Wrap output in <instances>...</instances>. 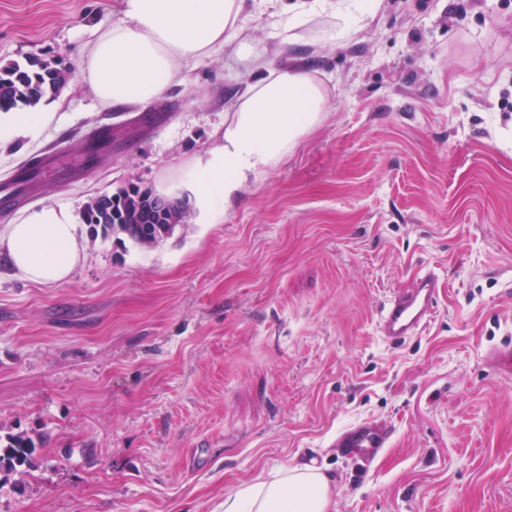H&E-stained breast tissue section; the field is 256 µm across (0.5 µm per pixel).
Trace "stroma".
I'll return each instance as SVG.
<instances>
[{"label": "stroma", "instance_id": "stroma-1", "mask_svg": "<svg viewBox=\"0 0 512 512\" xmlns=\"http://www.w3.org/2000/svg\"><path fill=\"white\" fill-rule=\"evenodd\" d=\"M118 0H0V67L37 55L73 79L37 140L0 150L24 206L81 211L138 185L188 198L254 76L240 44L328 91L321 122L229 200L144 247L80 224L83 259L38 286L0 257V436L31 437L0 512H224L305 458L334 512H512V0H374L355 24L271 10L152 103L102 104L85 53ZM427 271L437 310L396 344L379 312ZM364 420L392 445L335 446ZM392 432L374 421H363L342 432L336 447L345 458L361 465L372 463L385 448H390Z\"/></svg>", "mask_w": 512, "mask_h": 512}]
</instances>
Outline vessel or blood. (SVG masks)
<instances>
[{"label":"vessel or blood","instance_id":"b4317fda","mask_svg":"<svg viewBox=\"0 0 512 512\" xmlns=\"http://www.w3.org/2000/svg\"><path fill=\"white\" fill-rule=\"evenodd\" d=\"M440 289L433 272L418 275L410 288L393 295L381 311L380 326L384 336L395 343L417 335L432 318ZM389 428L373 421L351 426L337 438L345 458L367 465L391 444Z\"/></svg>","mask_w":512,"mask_h":512}]
</instances>
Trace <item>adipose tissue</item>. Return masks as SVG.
Wrapping results in <instances>:
<instances>
[{
    "instance_id": "obj_1",
    "label": "adipose tissue",
    "mask_w": 512,
    "mask_h": 512,
    "mask_svg": "<svg viewBox=\"0 0 512 512\" xmlns=\"http://www.w3.org/2000/svg\"><path fill=\"white\" fill-rule=\"evenodd\" d=\"M245 8V0H122L120 21L90 47L83 74L103 104L154 101L179 81L184 66L200 63L236 37ZM360 8L359 0L282 4L273 36L284 47L294 39L297 15L323 11L352 21ZM243 53L257 75L233 99L223 144L197 164L195 193L202 206L277 164L326 110L324 86L307 69L294 64L273 71L262 54L248 47ZM47 122L43 112L0 111V141L36 138ZM83 252L69 208L42 207L0 235V253L37 284L66 280ZM335 494V480L302 460L225 494L224 512H330Z\"/></svg>"
}]
</instances>
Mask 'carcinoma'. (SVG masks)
Returning <instances> with one entry per match:
<instances>
[{"label":"carcinoma","instance_id":"1","mask_svg":"<svg viewBox=\"0 0 512 512\" xmlns=\"http://www.w3.org/2000/svg\"><path fill=\"white\" fill-rule=\"evenodd\" d=\"M68 66L56 60L30 57L24 64L0 69V110L19 106L34 107L47 96L56 95L73 77ZM146 205L138 187L123 189L90 199L84 207V220L101 228L103 234H123L135 242L152 246L167 236L171 224L139 223ZM35 446L31 439L10 436L0 445V474L7 475L29 464Z\"/></svg>","mask_w":512,"mask_h":512}]
</instances>
